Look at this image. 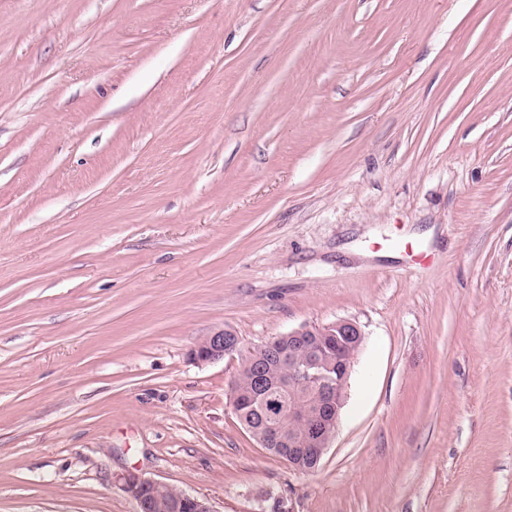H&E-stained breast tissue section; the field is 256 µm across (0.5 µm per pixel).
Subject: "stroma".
Segmentation results:
<instances>
[{
    "label": "stroma",
    "instance_id": "stroma-1",
    "mask_svg": "<svg viewBox=\"0 0 512 512\" xmlns=\"http://www.w3.org/2000/svg\"><path fill=\"white\" fill-rule=\"evenodd\" d=\"M357 323L318 467L238 357ZM512 512V0H0V512ZM244 350L241 339L230 330H219L204 338L193 350L194 359L200 363L224 359ZM125 488L137 501L139 512H212L204 501L190 496L174 487L142 477L138 474L132 473L125 477ZM164 488L174 490V497L165 499V505L162 504L160 498L143 503V497H137L139 492L143 490L148 489L155 491L156 489ZM157 509H162V511H158Z\"/></svg>",
    "mask_w": 512,
    "mask_h": 512
}]
</instances>
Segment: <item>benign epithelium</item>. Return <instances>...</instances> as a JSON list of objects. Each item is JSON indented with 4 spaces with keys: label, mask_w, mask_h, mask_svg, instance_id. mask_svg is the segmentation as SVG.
<instances>
[{
    "label": "benign epithelium",
    "mask_w": 512,
    "mask_h": 512,
    "mask_svg": "<svg viewBox=\"0 0 512 512\" xmlns=\"http://www.w3.org/2000/svg\"><path fill=\"white\" fill-rule=\"evenodd\" d=\"M317 331L336 337V342L343 346L336 361H328L311 350L299 355L289 349L275 348L269 341L264 355L271 356L282 372L274 376L264 364L253 361L241 367L231 388L234 413H239L242 404H251L258 414L261 434H256L250 421H243L245 428L257 435L262 446L277 444L282 451L281 458L290 466L300 449L312 452L319 460L328 448L338 426L350 368L363 342L360 327L348 320H339ZM317 331L302 327L289 333L288 340L301 339ZM243 350L241 339L223 329L204 338L193 350V356L196 361L207 363ZM244 378L247 385L243 387ZM125 488L136 498L139 512H211L204 501L178 489L171 499L143 502L139 492L164 489L166 485L138 474L125 477Z\"/></svg>",
    "instance_id": "obj_1"
}]
</instances>
